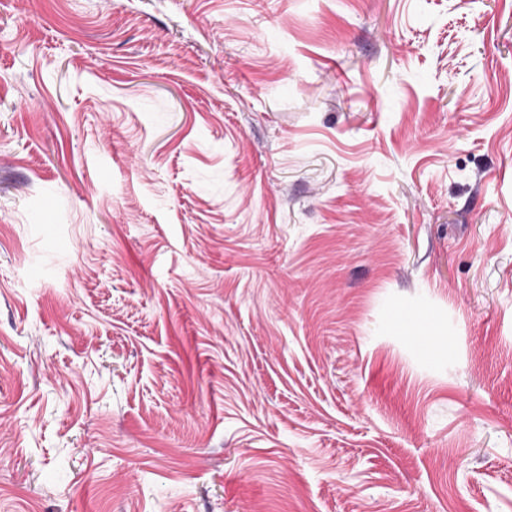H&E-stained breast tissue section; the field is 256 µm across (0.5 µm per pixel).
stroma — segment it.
Wrapping results in <instances>:
<instances>
[{
  "label": "stroma",
  "mask_w": 512,
  "mask_h": 512,
  "mask_svg": "<svg viewBox=\"0 0 512 512\" xmlns=\"http://www.w3.org/2000/svg\"><path fill=\"white\" fill-rule=\"evenodd\" d=\"M0 512H512V0H0Z\"/></svg>",
  "instance_id": "1"
}]
</instances>
